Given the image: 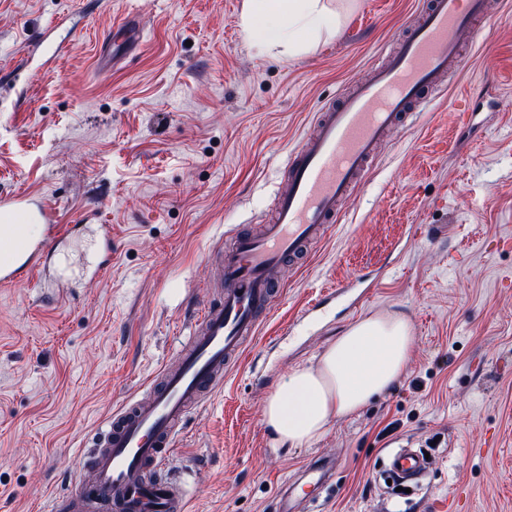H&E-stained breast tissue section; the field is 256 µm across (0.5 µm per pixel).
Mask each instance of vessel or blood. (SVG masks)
<instances>
[{
  "mask_svg": "<svg viewBox=\"0 0 512 512\" xmlns=\"http://www.w3.org/2000/svg\"><path fill=\"white\" fill-rule=\"evenodd\" d=\"M488 17V0H430L398 48L381 53L365 79L322 109L287 158L270 220L258 233L234 232L229 247L208 254L221 288L218 303L199 309L189 345L161 378L145 384L143 396L127 400L95 434L65 512H185V488L148 479V470L164 467L190 410L257 335L275 306L283 260L299 257L337 222L393 126L427 93L441 90L460 62L462 41L482 40ZM26 199L20 193L0 201L1 287L39 278L49 247L62 235L54 216L27 207ZM32 223L44 225L41 241L30 238ZM391 467L415 479L424 464L404 448Z\"/></svg>",
  "mask_w": 512,
  "mask_h": 512,
  "instance_id": "obj_1",
  "label": "vessel or blood"
}]
</instances>
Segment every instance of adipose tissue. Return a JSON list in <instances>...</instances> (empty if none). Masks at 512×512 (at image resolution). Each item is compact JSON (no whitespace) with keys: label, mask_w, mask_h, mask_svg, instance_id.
I'll return each instance as SVG.
<instances>
[{"label":"adipose tissue","mask_w":512,"mask_h":512,"mask_svg":"<svg viewBox=\"0 0 512 512\" xmlns=\"http://www.w3.org/2000/svg\"><path fill=\"white\" fill-rule=\"evenodd\" d=\"M244 28L252 45L305 53L322 33L337 31L340 10L328 0H245ZM409 319L374 314L352 324L314 363L294 368L267 397L262 421L291 448L316 443L335 420L352 415L392 387L412 355Z\"/></svg>","instance_id":"ef3b65f1"}]
</instances>
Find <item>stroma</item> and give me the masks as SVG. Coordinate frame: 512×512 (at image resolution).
Instances as JSON below:
<instances>
[{"instance_id": "35a3bbf8", "label": "stroma", "mask_w": 512, "mask_h": 512, "mask_svg": "<svg viewBox=\"0 0 512 512\" xmlns=\"http://www.w3.org/2000/svg\"><path fill=\"white\" fill-rule=\"evenodd\" d=\"M427 0H359L307 53H258L243 0H0V199L20 192L74 232L56 284L0 287V512H50L94 429L173 361L227 231L270 215L289 151L324 105L396 47ZM139 46L99 69L113 23ZM460 70L405 117L246 361L192 410L165 467L187 512H512V23L487 20ZM112 266L89 278L98 225ZM376 281L300 312L320 291ZM400 311L415 347L398 382L307 448L278 445L265 398L356 319ZM429 453L418 485H381L389 451ZM328 463L314 484L303 472Z\"/></svg>"}]
</instances>
